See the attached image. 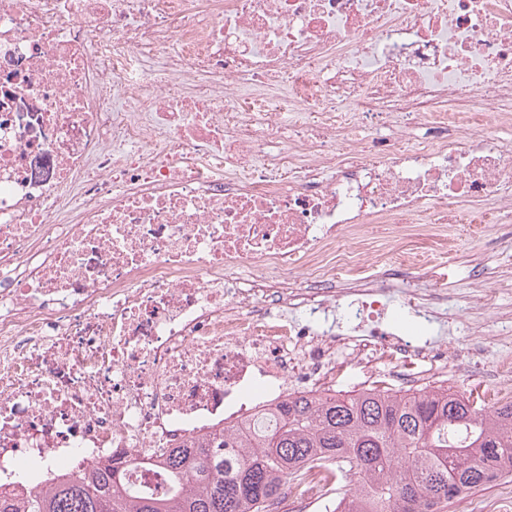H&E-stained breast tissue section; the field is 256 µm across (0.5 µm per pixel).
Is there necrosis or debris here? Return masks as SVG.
I'll return each mask as SVG.
<instances>
[{"label": "necrosis or debris", "mask_w": 512, "mask_h": 512, "mask_svg": "<svg viewBox=\"0 0 512 512\" xmlns=\"http://www.w3.org/2000/svg\"><path fill=\"white\" fill-rule=\"evenodd\" d=\"M500 127L512 0H0V492L152 485L343 353L421 388L446 356L384 300L445 304L447 224L512 227Z\"/></svg>", "instance_id": "4bbe7bcc"}]
</instances>
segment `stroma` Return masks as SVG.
I'll return each instance as SVG.
<instances>
[{
	"mask_svg": "<svg viewBox=\"0 0 512 512\" xmlns=\"http://www.w3.org/2000/svg\"><path fill=\"white\" fill-rule=\"evenodd\" d=\"M447 261L455 268L448 280V302L440 317L407 313L399 295L386 301L385 326L409 332L422 347L444 344L449 358L473 361L481 373L452 372L437 384L478 404L512 401V386L500 385L492 373L512 362V237L483 214L472 224L447 227ZM445 512H512V476L481 485L449 501Z\"/></svg>",
	"mask_w": 512,
	"mask_h": 512,
	"instance_id": "obj_1",
	"label": "stroma"
}]
</instances>
